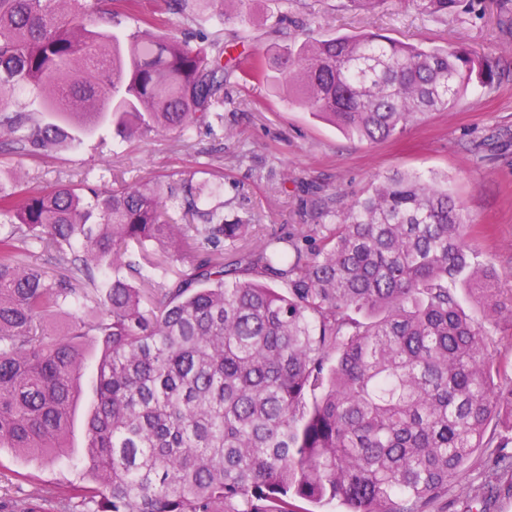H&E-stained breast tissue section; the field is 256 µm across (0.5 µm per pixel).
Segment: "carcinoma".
<instances>
[{
  "mask_svg": "<svg viewBox=\"0 0 512 512\" xmlns=\"http://www.w3.org/2000/svg\"><path fill=\"white\" fill-rule=\"evenodd\" d=\"M118 0H0V136L36 155L106 127L122 141L207 126L234 70L141 17L99 28ZM439 20L483 0H411ZM189 0H158L187 15ZM288 88L346 134L378 143L468 87L500 58L379 32L316 37L273 57ZM18 87L40 111L13 108ZM182 193L199 224H176ZM325 224L264 238L199 211L189 183L108 191L84 183L7 192L0 217V450L48 464L67 451L87 345L99 346L86 482L58 497L92 512H432L484 463L512 386L495 387L484 322L512 321V289L469 244L471 217L417 174L374 182ZM39 243L68 275L18 259ZM160 272L153 281L146 272ZM479 307L467 315L459 291ZM70 308L57 330L54 319ZM512 495L498 456L466 512Z\"/></svg>",
  "mask_w": 512,
  "mask_h": 512,
  "instance_id": "cac0c4a2",
  "label": "carcinoma"
}]
</instances>
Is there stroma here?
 <instances>
[{
  "instance_id": "obj_1",
  "label": "stroma",
  "mask_w": 512,
  "mask_h": 512,
  "mask_svg": "<svg viewBox=\"0 0 512 512\" xmlns=\"http://www.w3.org/2000/svg\"><path fill=\"white\" fill-rule=\"evenodd\" d=\"M247 11L249 20L237 15ZM294 24L273 32L282 11ZM319 36L377 31L415 45L462 44L501 58L512 67V32L487 0L483 15L438 22L419 13L410 0H385L372 10H351L346 0H225L201 5L169 21L171 31H190L192 43L220 40L230 64L247 66L255 54L284 52L299 41L297 24ZM0 170L16 172L30 190L89 182L116 190L145 182H191L202 188L205 207L221 208L226 219H252L258 236L281 226L314 223V196L350 200L372 183L399 171L436 178L473 217L471 247L492 257L512 289V77L494 87H470L449 112H431L400 137L368 143L346 136L289 98L277 71L255 83L237 77L224 109L207 127L163 132L148 140L112 145L93 134L74 148H55L35 157L18 155L0 143ZM491 356L500 364L496 383L512 384V323L489 325ZM99 351L89 347L83 393L75 411L67 457L53 464L0 452V503L39 496L46 512H56L58 492L82 484L86 418L94 399Z\"/></svg>"
}]
</instances>
